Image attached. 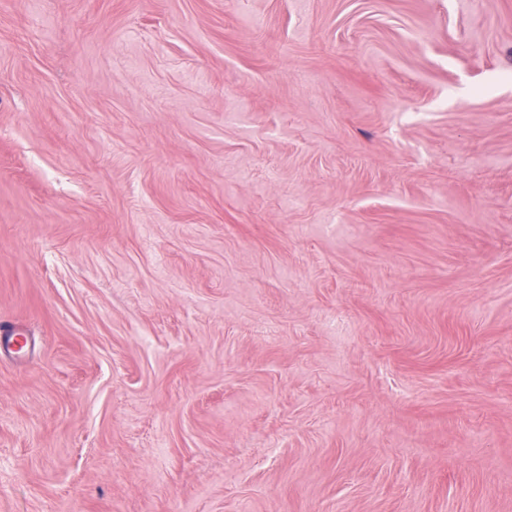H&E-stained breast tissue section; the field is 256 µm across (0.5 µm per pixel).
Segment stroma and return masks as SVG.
<instances>
[{
	"label": "stroma",
	"mask_w": 512,
	"mask_h": 512,
	"mask_svg": "<svg viewBox=\"0 0 512 512\" xmlns=\"http://www.w3.org/2000/svg\"><path fill=\"white\" fill-rule=\"evenodd\" d=\"M0 512H512V0H0Z\"/></svg>",
	"instance_id": "obj_1"
}]
</instances>
